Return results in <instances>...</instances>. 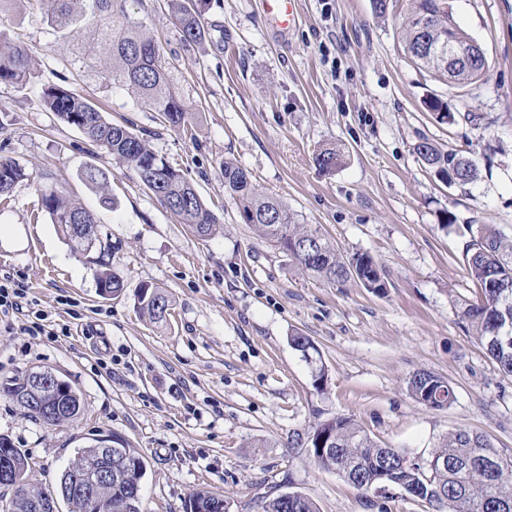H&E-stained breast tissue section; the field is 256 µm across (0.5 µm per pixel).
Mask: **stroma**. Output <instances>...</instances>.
Listing matches in <instances>:
<instances>
[{"instance_id": "obj_1", "label": "stroma", "mask_w": 512, "mask_h": 512, "mask_svg": "<svg viewBox=\"0 0 512 512\" xmlns=\"http://www.w3.org/2000/svg\"><path fill=\"white\" fill-rule=\"evenodd\" d=\"M407 4L397 0L380 17L371 0H294L283 27L267 0H203L208 35L188 47L166 0H140L136 17L193 105L183 133L79 68L73 46L56 42L45 22L43 0H0V35L24 42L35 63L26 87L0 83V156L29 175L0 205V281L21 282L48 323L69 327L51 340L29 335L26 316L0 313V385L45 369L85 405L46 427L0 393V437L30 457L32 483L55 491L77 450L107 438L147 464L142 512H186L201 488L223 495L229 512H262L288 492L319 512H435L396 489L362 493L288 441L346 414L381 446L414 457H430L459 428L512 448V380L462 323L475 286L462 237L443 226L449 217L512 234V0H453L488 61L464 99L405 55ZM61 81L107 120L146 133L188 175L220 219L211 237H195L111 155L45 109L42 86ZM430 96L461 120L438 122L423 106ZM424 138L470 152L480 179L463 189L436 181L414 152ZM336 142L345 162L323 173L314 153ZM226 159L340 251L378 260L385 294L311 279L242 223L224 192ZM89 163L108 172L115 208L101 207L81 180ZM45 186L95 215L99 247L77 250L49 216L32 220ZM106 268L124 282L119 296L99 293ZM145 284L170 297L166 323L138 313ZM295 332L311 339L312 358L290 345ZM319 366L328 374L320 389ZM419 370L448 379L455 402L431 410L413 400L406 385Z\"/></svg>"}]
</instances>
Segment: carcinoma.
<instances>
[{
  "instance_id": "1",
  "label": "carcinoma",
  "mask_w": 512,
  "mask_h": 512,
  "mask_svg": "<svg viewBox=\"0 0 512 512\" xmlns=\"http://www.w3.org/2000/svg\"><path fill=\"white\" fill-rule=\"evenodd\" d=\"M46 21L55 38L71 42L81 31L89 40L77 46L76 61L106 84L133 94L146 109L159 116L162 125L188 131L191 103L169 76V63L143 24L129 12L130 0H46ZM183 41L189 45L206 39L200 13L192 0H168ZM403 40L409 56L448 85L469 91L484 78L477 66H446L431 45L448 35V0H411L402 19ZM34 78L31 55L20 43L0 39V82L24 86ZM47 109L77 128L93 145L112 155L133 172L141 184L170 212L179 217L198 238L213 235L219 217L201 199L194 183L164 157L155 153L143 134L127 124L108 121L100 109L75 89L48 84L42 87ZM426 109L441 123L453 124L456 116L448 102L430 97ZM422 163L438 181L464 187L480 178V168L462 151L441 149L422 139L415 146ZM314 162L325 173H333L344 162L343 149L336 145L321 148ZM224 190L235 201L242 223L252 225L259 235L287 252L307 276L331 285L351 280L371 293H385L387 282L382 267L369 254L340 252L318 228L301 224L280 200L258 193L249 171L225 161L222 164ZM28 174L17 162L0 157V199L9 198L14 186ZM81 178L98 195L100 204L111 208L116 201L107 175L93 164L86 165ZM38 212L78 248L86 250L98 240L97 222L80 203L53 189L39 190ZM91 225V236L76 239L70 225ZM464 261L474 281L476 299L464 303L461 319L468 333L483 346L499 371L512 378V238L496 224H466ZM102 296H118L123 281L106 270L98 278ZM139 312L153 322L165 319L168 295L159 286L143 285L137 296ZM407 392L429 409H442L456 400L452 384L432 372L421 370L407 382ZM331 444L318 451L320 439ZM294 448H307L318 465L334 469L346 481L365 493L380 486L402 491L421 501L434 502L446 512H512V448H497L484 435L458 429L439 439L437 450L427 459L407 461L399 448H382L351 416L337 415L323 420L307 433L296 435ZM95 445L80 448L62 472L57 495L70 512H88L83 489L91 475L79 465L85 463ZM9 480L5 487L12 497L8 512H57L55 496L28 480L29 457L19 448L10 449L6 460ZM146 462L137 453L130 460H112V512H141L142 480ZM201 512H228L223 496L197 490L190 496ZM264 512H318L305 495L288 502L277 496Z\"/></svg>"
}]
</instances>
